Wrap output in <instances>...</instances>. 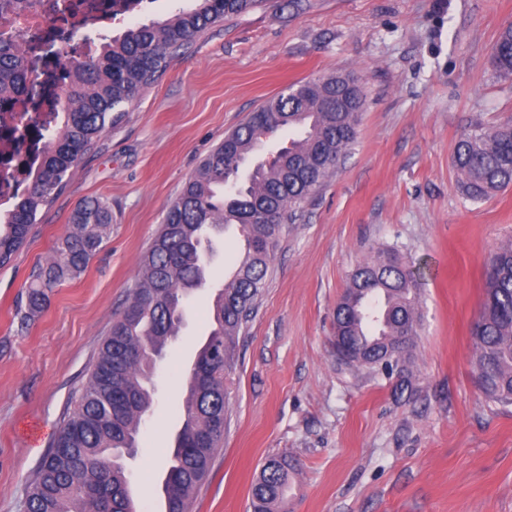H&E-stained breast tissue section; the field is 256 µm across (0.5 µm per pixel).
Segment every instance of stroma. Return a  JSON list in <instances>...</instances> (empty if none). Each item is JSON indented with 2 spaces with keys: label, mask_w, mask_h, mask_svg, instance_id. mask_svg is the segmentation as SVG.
Returning a JSON list of instances; mask_svg holds the SVG:
<instances>
[{
  "label": "stroma",
  "mask_w": 512,
  "mask_h": 512,
  "mask_svg": "<svg viewBox=\"0 0 512 512\" xmlns=\"http://www.w3.org/2000/svg\"><path fill=\"white\" fill-rule=\"evenodd\" d=\"M510 24L512 0H268L192 38L0 267V512H24L31 475L187 179L268 98L336 74L362 85L357 138L281 238L239 340L228 426L193 512H251L253 481L276 452L300 462L290 512H512V405L480 390L471 336L486 263L512 243V186L473 201L452 165L471 127L512 122V80L491 64ZM89 198L111 209L108 241L19 330L14 309L31 270ZM381 248L424 272L408 363L417 391L403 399L395 379L342 365L333 348L347 279ZM211 306L210 289L198 290L154 379L128 462L138 512H155Z\"/></svg>",
  "instance_id": "obj_1"
}]
</instances>
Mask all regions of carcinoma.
Listing matches in <instances>:
<instances>
[{"mask_svg": "<svg viewBox=\"0 0 512 512\" xmlns=\"http://www.w3.org/2000/svg\"><path fill=\"white\" fill-rule=\"evenodd\" d=\"M266 0H199L162 22L136 25L104 44L98 57L71 63L72 80L55 95L53 126L45 130L39 166L25 194L0 219V267L24 244L40 209L66 186L74 167L108 129L118 126L143 90L169 68L196 35L246 13ZM495 70L512 78V25L494 46ZM44 86L22 46L0 38V105L29 98ZM363 93L332 75L288 86L224 137L169 206L164 224L141 260L129 303L112 321L74 409L64 419L30 481L26 512H135L124 461L116 459L138 437L154 404L147 368L181 329L176 311L207 286L208 266L197 244L232 224L243 227V249L214 295L213 326L195 360L202 386L187 373V396L178 403L180 427L167 457L162 489L173 491L167 512H192L195 492L208 477L224 438L230 374L238 339L265 290L285 224L337 171L357 134ZM299 130L286 152L261 162L247 179L240 168L264 145L266 129ZM457 186L484 200L512 185V126H476L457 143ZM112 229L109 206L89 199L72 217L54 255L28 278L26 302L14 318L29 326L44 310L48 292L78 278ZM393 249L382 248L350 275L336 305L335 330L349 345V366L380 368L413 392L406 367L420 329V280ZM473 369L484 394L512 404V244L499 247L486 273L484 298L472 327ZM300 464L268 457L251 489L252 512H280Z\"/></svg>", "mask_w": 512, "mask_h": 512, "instance_id": "1", "label": "carcinoma"}]
</instances>
